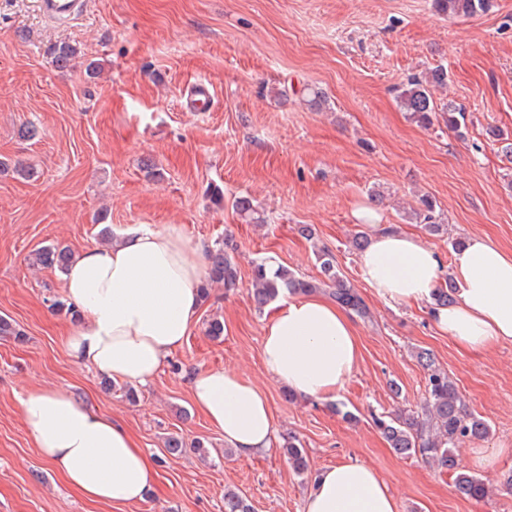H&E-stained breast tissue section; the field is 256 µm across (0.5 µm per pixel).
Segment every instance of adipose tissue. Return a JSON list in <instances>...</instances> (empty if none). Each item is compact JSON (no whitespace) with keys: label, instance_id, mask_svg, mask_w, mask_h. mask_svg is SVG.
Instances as JSON below:
<instances>
[{"label":"adipose tissue","instance_id":"1","mask_svg":"<svg viewBox=\"0 0 512 512\" xmlns=\"http://www.w3.org/2000/svg\"><path fill=\"white\" fill-rule=\"evenodd\" d=\"M201 251L181 232L143 226L78 251L62 276L66 298L82 314L68 338L72 359L115 380L151 382L197 319ZM358 270L384 302L427 305L440 334L464 352L512 342V252L486 237H472L454 253L458 290L445 306L432 303L439 255L412 231L380 228ZM361 352L351 317L335 302L286 294L266 322L260 356L288 391L328 399L345 388ZM189 387L194 406L239 455L274 448V415L260 387L224 370L194 373ZM21 407L40 457L88 501L124 512L153 490L157 469L126 427L60 390L29 393ZM304 512H399V506L374 467L340 461L315 476Z\"/></svg>","mask_w":512,"mask_h":512}]
</instances>
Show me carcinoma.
<instances>
[{
    "instance_id": "carcinoma-1",
    "label": "carcinoma",
    "mask_w": 512,
    "mask_h": 512,
    "mask_svg": "<svg viewBox=\"0 0 512 512\" xmlns=\"http://www.w3.org/2000/svg\"><path fill=\"white\" fill-rule=\"evenodd\" d=\"M434 7L450 18H470L488 11L491 0H434ZM55 63L65 67L74 58L76 49L67 44H55L49 49ZM448 72L437 66L424 73L412 74L396 88V99L402 111L424 129L442 123L448 129L460 131L465 124V113L452 103L439 104L433 96L436 88H445ZM239 215L248 223L263 224L265 217L250 200L242 197L235 201ZM414 219L423 223L426 231L437 233L441 224L436 214V203L423 196L419 207L414 211ZM230 239L226 238L213 247L207 248L206 277L201 288V301L211 298L212 286L222 285L230 292L239 287L236 263L229 252ZM73 258L67 246H44L31 254V265L43 269L64 272ZM321 277L305 278L298 273L279 265L273 266L266 260L252 263L250 275V296L257 310L262 311L271 304L282 291L290 294L328 293L340 306L359 317L370 315L365 301L336 267L334 254L322 248L317 252ZM457 285L448 277L436 288L434 301L446 305L454 299ZM418 362L425 371V397L418 411L400 410L387 415L372 414L375 426L385 438L388 447L400 456L420 454L424 459L441 470L454 475L455 490L462 496L481 500L486 496L484 480L460 470L455 450L466 439H483L489 434L485 421L471 412L448 373L436 365L435 358L428 350L417 354ZM165 448L170 454L186 449L204 455L207 453L203 441L196 439L186 442L179 437L167 440ZM285 453L293 469L303 474L308 469L305 452L297 437L290 435L283 444ZM224 512H253L252 505L240 493L224 494Z\"/></svg>"
}]
</instances>
